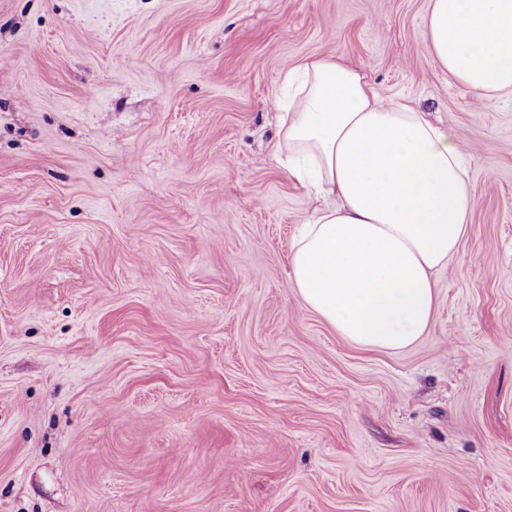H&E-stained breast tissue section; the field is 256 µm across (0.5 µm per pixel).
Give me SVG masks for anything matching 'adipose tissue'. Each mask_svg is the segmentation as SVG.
Wrapping results in <instances>:
<instances>
[{"label":"adipose tissue","instance_id":"ef3b65f1","mask_svg":"<svg viewBox=\"0 0 512 512\" xmlns=\"http://www.w3.org/2000/svg\"><path fill=\"white\" fill-rule=\"evenodd\" d=\"M426 38L479 98L512 96V0H430ZM285 80L277 160L332 201L290 251L300 300L355 346L405 349L435 313V272L465 241L474 198L462 144L337 58H307Z\"/></svg>","mask_w":512,"mask_h":512}]
</instances>
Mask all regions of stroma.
Returning a JSON list of instances; mask_svg holds the SVG:
<instances>
[{
	"mask_svg": "<svg viewBox=\"0 0 512 512\" xmlns=\"http://www.w3.org/2000/svg\"><path fill=\"white\" fill-rule=\"evenodd\" d=\"M429 0H0V512H512V99ZM313 55L465 138L433 321L352 345L274 156Z\"/></svg>",
	"mask_w": 512,
	"mask_h": 512,
	"instance_id": "35a3bbf8",
	"label": "stroma"
}]
</instances>
